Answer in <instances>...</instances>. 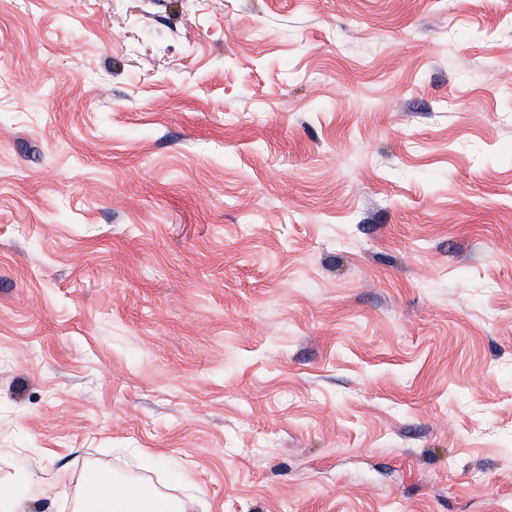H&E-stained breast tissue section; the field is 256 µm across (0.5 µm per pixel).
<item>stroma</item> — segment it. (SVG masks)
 Returning <instances> with one entry per match:
<instances>
[{"instance_id":"obj_1","label":"stroma","mask_w":512,"mask_h":512,"mask_svg":"<svg viewBox=\"0 0 512 512\" xmlns=\"http://www.w3.org/2000/svg\"><path fill=\"white\" fill-rule=\"evenodd\" d=\"M92 464L512 512V0H0V483Z\"/></svg>"}]
</instances>
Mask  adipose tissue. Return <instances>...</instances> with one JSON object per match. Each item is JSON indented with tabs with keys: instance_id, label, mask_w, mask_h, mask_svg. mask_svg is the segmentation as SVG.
I'll return each instance as SVG.
<instances>
[{
	"instance_id": "1",
	"label": "adipose tissue",
	"mask_w": 512,
	"mask_h": 512,
	"mask_svg": "<svg viewBox=\"0 0 512 512\" xmlns=\"http://www.w3.org/2000/svg\"><path fill=\"white\" fill-rule=\"evenodd\" d=\"M186 500L150 483L121 481L91 466L81 478V488L71 512H188Z\"/></svg>"
}]
</instances>
